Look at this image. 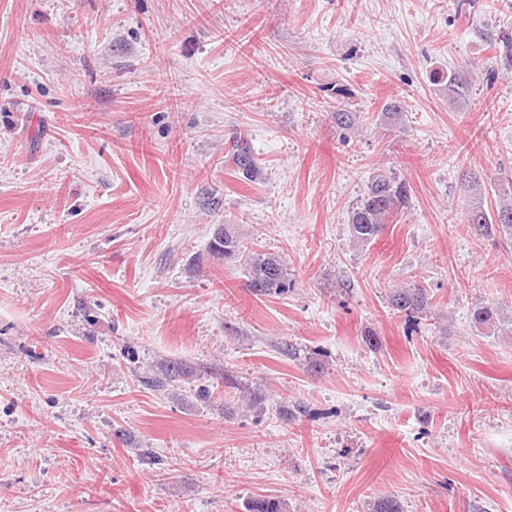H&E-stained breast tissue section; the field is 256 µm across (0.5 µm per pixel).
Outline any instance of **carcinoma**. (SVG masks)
<instances>
[{
  "label": "carcinoma",
  "mask_w": 512,
  "mask_h": 512,
  "mask_svg": "<svg viewBox=\"0 0 512 512\" xmlns=\"http://www.w3.org/2000/svg\"><path fill=\"white\" fill-rule=\"evenodd\" d=\"M471 81L469 72L458 71L448 74V98L452 103L465 99ZM232 163L244 177L255 171V162L247 148L232 156ZM466 192L470 198L467 223L478 237H500L512 239V202L502 204L491 212L485 209L479 178L469 177ZM409 203L406 185L386 173L375 175L364 196L349 213L348 223L352 238L361 244H368L376 238L384 224L394 213ZM243 252V245L228 225L217 228L210 245V253L231 258ZM249 287L260 295L283 293L288 290V267L282 258L274 253L255 254L249 257ZM392 309L407 315H426L432 309V297L427 289L415 282L394 288L389 297ZM470 323L480 333L500 330L505 323L501 310L494 305H477L470 312ZM190 368L173 363L158 377L142 380L147 386L164 387L189 375ZM372 512H402L399 500L391 495L381 496L371 504Z\"/></svg>",
  "instance_id": "1"
}]
</instances>
